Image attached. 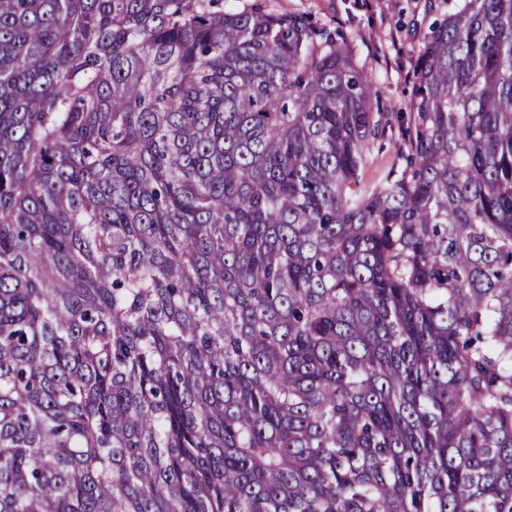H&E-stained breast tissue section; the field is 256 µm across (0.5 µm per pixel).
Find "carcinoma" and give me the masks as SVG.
Masks as SVG:
<instances>
[{
  "mask_svg": "<svg viewBox=\"0 0 512 512\" xmlns=\"http://www.w3.org/2000/svg\"><path fill=\"white\" fill-rule=\"evenodd\" d=\"M430 0L410 170L263 0H0V512H512V0Z\"/></svg>",
  "mask_w": 512,
  "mask_h": 512,
  "instance_id": "1",
  "label": "carcinoma"
}]
</instances>
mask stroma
Masks as SVG:
<instances>
[{"label":"stroma","instance_id":"obj_1","mask_svg":"<svg viewBox=\"0 0 512 512\" xmlns=\"http://www.w3.org/2000/svg\"><path fill=\"white\" fill-rule=\"evenodd\" d=\"M425 4L426 0H269L270 8L302 13L348 34L354 60L370 76L382 112L392 118L391 129L371 141L366 151L362 178L370 186L404 165L414 68L433 21Z\"/></svg>","mask_w":512,"mask_h":512}]
</instances>
